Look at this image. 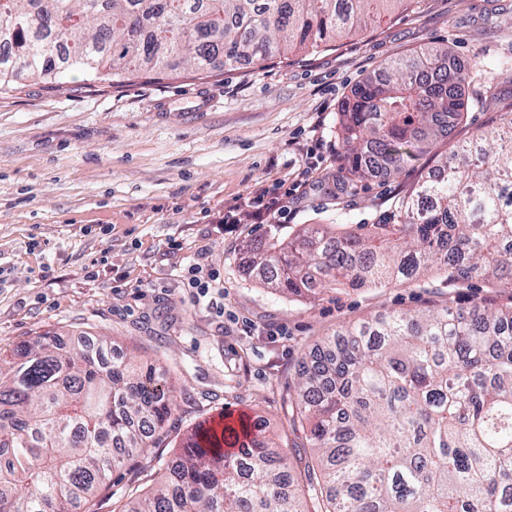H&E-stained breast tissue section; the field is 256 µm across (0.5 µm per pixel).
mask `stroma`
I'll list each match as a JSON object with an SVG mask.
<instances>
[{"mask_svg": "<svg viewBox=\"0 0 512 512\" xmlns=\"http://www.w3.org/2000/svg\"><path fill=\"white\" fill-rule=\"evenodd\" d=\"M433 43L482 61L490 83L439 152L495 127L512 110V0H418L368 21L333 47L201 74L180 69L121 84L69 71L0 93V354L49 334L108 336L112 353L166 367L167 430L112 473L109 499L146 492L201 422L254 414L287 454L301 453L289 393L322 337L381 312L446 305L512 308V289L431 273L390 288L340 286L295 300L246 268L264 234L258 196L279 197L281 234L308 224L388 221L430 175L423 154L391 177L342 178L340 109L391 61ZM215 273L207 297L182 285L194 258Z\"/></svg>", "mask_w": 512, "mask_h": 512, "instance_id": "35a3bbf8", "label": "stroma"}]
</instances>
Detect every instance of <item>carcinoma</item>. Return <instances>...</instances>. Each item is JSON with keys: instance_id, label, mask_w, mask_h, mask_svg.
I'll use <instances>...</instances> for the list:
<instances>
[{"instance_id": "cac0c4a2", "label": "carcinoma", "mask_w": 512, "mask_h": 512, "mask_svg": "<svg viewBox=\"0 0 512 512\" xmlns=\"http://www.w3.org/2000/svg\"><path fill=\"white\" fill-rule=\"evenodd\" d=\"M405 0H0V91L21 76L89 80L285 57L329 47ZM447 45L393 61L341 106L347 175L390 177L447 136L467 106ZM261 282L297 298L347 281L512 288V113L442 155L393 223L315 224L249 244ZM108 342L50 335L0 358V512H99L112 472L153 447L171 415L169 375L103 359ZM301 459L264 436L233 454L205 423L152 491L120 512H512V308L383 313L336 331L298 373Z\"/></svg>"}]
</instances>
